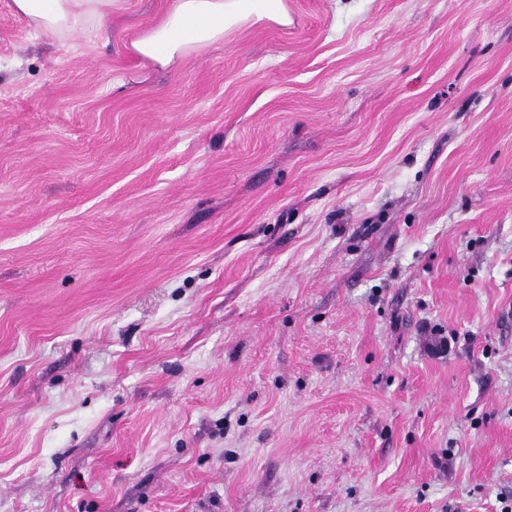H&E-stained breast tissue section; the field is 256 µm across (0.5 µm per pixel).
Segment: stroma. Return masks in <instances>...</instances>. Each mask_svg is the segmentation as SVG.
Listing matches in <instances>:
<instances>
[{
  "mask_svg": "<svg viewBox=\"0 0 512 512\" xmlns=\"http://www.w3.org/2000/svg\"><path fill=\"white\" fill-rule=\"evenodd\" d=\"M172 3L0 0V512H512V0ZM14 11L35 31L60 36L93 31L106 35V23L127 8V0H12ZM283 0H175L151 25L139 29L126 47L151 67L169 69L187 55L224 40L250 18L285 22Z\"/></svg>",
  "mask_w": 512,
  "mask_h": 512,
  "instance_id": "35a3bbf8",
  "label": "stroma"
}]
</instances>
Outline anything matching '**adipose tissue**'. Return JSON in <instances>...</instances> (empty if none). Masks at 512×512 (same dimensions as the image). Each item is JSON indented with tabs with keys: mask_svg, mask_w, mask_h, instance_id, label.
<instances>
[{
	"mask_svg": "<svg viewBox=\"0 0 512 512\" xmlns=\"http://www.w3.org/2000/svg\"><path fill=\"white\" fill-rule=\"evenodd\" d=\"M12 6L34 30L60 36L91 31L102 37L107 21L126 10L127 0H12ZM251 18L281 23L288 15L283 0H174L164 15L129 39L127 48L145 64L168 69Z\"/></svg>",
	"mask_w": 512,
	"mask_h": 512,
	"instance_id": "obj_1",
	"label": "adipose tissue"
}]
</instances>
